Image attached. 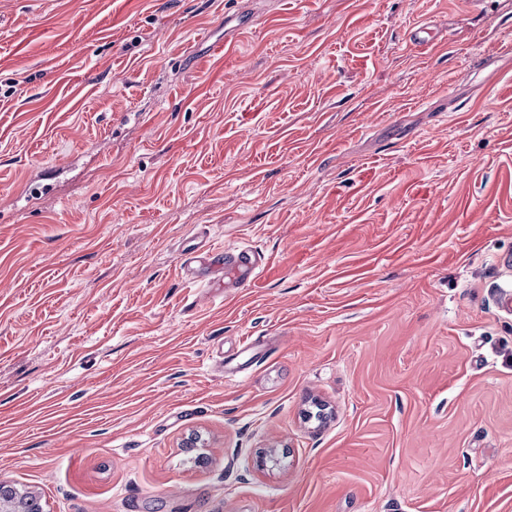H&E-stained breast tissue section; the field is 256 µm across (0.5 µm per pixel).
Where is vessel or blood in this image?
<instances>
[{"instance_id": "1", "label": "vessel or blood", "mask_w": 512, "mask_h": 512, "mask_svg": "<svg viewBox=\"0 0 512 512\" xmlns=\"http://www.w3.org/2000/svg\"><path fill=\"white\" fill-rule=\"evenodd\" d=\"M261 267V257L248 248L228 247L217 253L202 252L190 245L184 250L180 271L186 277L194 279L203 270L210 273L228 270L233 275V286L243 288L256 279Z\"/></svg>"}]
</instances>
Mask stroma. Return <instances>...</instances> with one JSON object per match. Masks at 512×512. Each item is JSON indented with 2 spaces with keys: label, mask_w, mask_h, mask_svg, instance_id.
Returning <instances> with one entry per match:
<instances>
[{
  "label": "stroma",
  "mask_w": 512,
  "mask_h": 512,
  "mask_svg": "<svg viewBox=\"0 0 512 512\" xmlns=\"http://www.w3.org/2000/svg\"><path fill=\"white\" fill-rule=\"evenodd\" d=\"M508 42L512 0H0V479L512 512ZM194 246L191 244L183 249L184 260L179 268L190 279H196L201 269L215 273L224 268L233 274L232 285L243 288L256 279L262 267L261 257L248 248L225 247L224 253H217L200 252Z\"/></svg>",
  "instance_id": "1"
}]
</instances>
